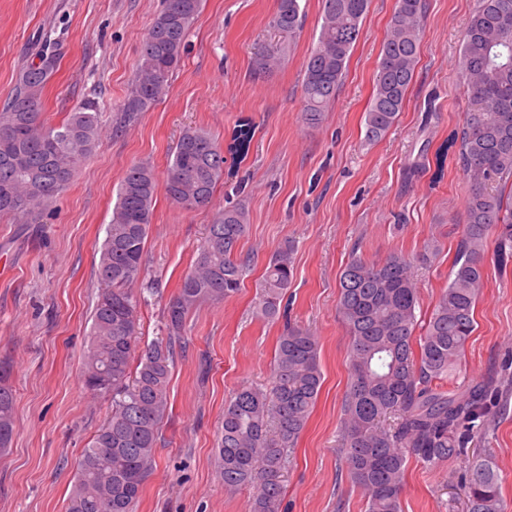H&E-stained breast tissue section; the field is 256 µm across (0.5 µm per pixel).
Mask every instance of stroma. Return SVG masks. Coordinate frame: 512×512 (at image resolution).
<instances>
[{
	"label": "stroma",
	"instance_id": "stroma-1",
	"mask_svg": "<svg viewBox=\"0 0 512 512\" xmlns=\"http://www.w3.org/2000/svg\"><path fill=\"white\" fill-rule=\"evenodd\" d=\"M416 76L398 122L376 143L364 140L381 44L395 0H369L363 34L343 85L321 123L302 117L303 63L321 25V0H300L302 28L281 64L255 75L253 61L282 40L271 28L278 0H203L167 93L122 132L116 107L135 76L139 48L162 0H0V104L43 38L58 45V69L44 90L55 125L85 100L102 113V136L54 209L39 224L0 216V362L15 393L14 436L0 450V512H65L75 462L111 409L83 385L91 315L100 283V247L125 169L154 166L165 180L170 155L189 127L209 131L225 151L211 205L185 209L158 193L142 270L133 284L144 349L164 329V308L203 243L216 209L241 204L250 223L239 249L253 267L240 291L188 316L186 347L169 383L156 465L136 512H250L251 488L225 489L215 463L224 402L240 386L268 388L285 323L318 337L323 385L284 472L282 512H366L347 476L340 424L348 383L349 338L337 315L339 274L351 252L369 261L391 253L440 252L416 279L426 319L447 286L463 231L467 186L454 154L467 100L456 63L476 0H425ZM252 128L246 156L230 151L234 132ZM294 242L286 319L256 315L271 254ZM475 331L450 383L464 387L494 370L512 377V270L485 267ZM482 447L492 449L512 512V391ZM403 512H466L457 494L459 459L406 462Z\"/></svg>",
	"mask_w": 512,
	"mask_h": 512
}]
</instances>
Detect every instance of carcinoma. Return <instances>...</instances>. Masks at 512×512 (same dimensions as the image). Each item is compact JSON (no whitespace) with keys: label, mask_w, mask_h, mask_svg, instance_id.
I'll use <instances>...</instances> for the list:
<instances>
[{"label":"carcinoma","mask_w":512,"mask_h":512,"mask_svg":"<svg viewBox=\"0 0 512 512\" xmlns=\"http://www.w3.org/2000/svg\"><path fill=\"white\" fill-rule=\"evenodd\" d=\"M202 0H164L139 53L130 91L121 105L130 123L167 91L186 49ZM321 28L310 49L302 83L304 119L322 120L343 84L351 51L362 36L368 0H321ZM512 0H478L463 33L458 68L470 101L460 132L448 139L469 190L466 224L457 243L448 286L425 324H418V289L413 259L391 253L378 261L354 255L339 278L337 314L349 336V385L341 422L342 449L351 483L360 488L367 512H402L406 462L435 465L464 459L457 485L468 512H505L502 480L490 452L469 454L467 444L486 431L493 403L505 389L495 373L462 389L444 390L437 381L459 368L475 330L474 311L485 287L484 255L493 241L501 270L512 266ZM424 0H396L379 54L364 138L375 142L395 125L419 62ZM301 25L299 0H279L272 26L291 36ZM281 46L256 57L255 73L275 68ZM38 62L20 74L13 95L0 108V214L39 224L68 188L76 170L99 143L98 107L86 102L58 126L43 118V95L58 65L56 49L45 42ZM224 175V154L209 132L187 128L171 154L167 198L185 208L211 202ZM158 180L148 162L124 172L100 250L101 294L92 315L84 363L85 386L112 396V411L76 462L66 512H136L152 474L161 423L170 405L169 380L185 345L187 315L205 302L237 294L251 266L239 252L248 228L242 205L215 213L204 243L169 300L165 336L154 341L130 369L139 334V300L132 284L141 272L152 224ZM294 246L269 258L256 307L273 322L293 278ZM273 384L242 386L224 403L217 462L224 487L254 489L250 512H279L286 467L323 384L319 341L301 327L277 339ZM0 364V450L14 428V394ZM394 413L395 426L382 418Z\"/></svg>","instance_id":"1"}]
</instances>
